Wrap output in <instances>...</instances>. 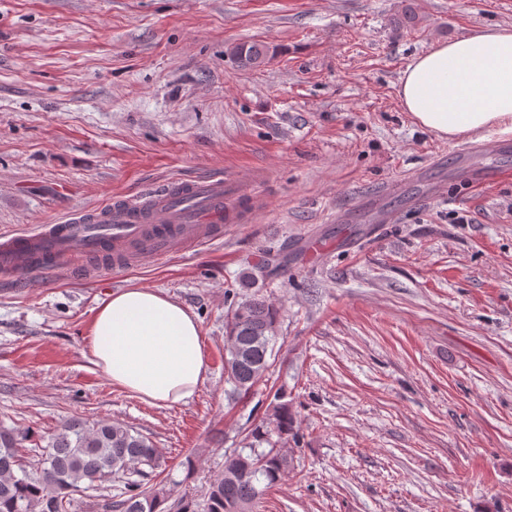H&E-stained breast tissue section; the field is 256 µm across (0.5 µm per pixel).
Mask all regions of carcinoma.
<instances>
[{"instance_id": "cac0c4a2", "label": "carcinoma", "mask_w": 512, "mask_h": 512, "mask_svg": "<svg viewBox=\"0 0 512 512\" xmlns=\"http://www.w3.org/2000/svg\"><path fill=\"white\" fill-rule=\"evenodd\" d=\"M264 43L236 45L233 55L244 67H259L273 57ZM279 309L264 297L254 296L227 311L224 375L233 391L246 397L262 381L278 339ZM275 429L264 422L248 432L250 443L227 457L224 472L210 484L207 499L198 505L187 495L151 483L160 466L148 438L115 422L71 419L55 430L47 445L34 452L19 447L18 438L0 431V512H67L80 484L125 481L118 499L103 505V512H254L259 500L288 472L290 460L272 435L285 439L293 433L295 413L285 395L274 394ZM136 474L137 480L128 476Z\"/></svg>"}]
</instances>
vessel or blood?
Listing matches in <instances>:
<instances>
[{
    "instance_id": "vessel-or-blood-1",
    "label": "vessel or blood",
    "mask_w": 512,
    "mask_h": 512,
    "mask_svg": "<svg viewBox=\"0 0 512 512\" xmlns=\"http://www.w3.org/2000/svg\"><path fill=\"white\" fill-rule=\"evenodd\" d=\"M262 205L256 180L227 174L172 180L33 232L0 237V268L19 278L65 273L93 280L98 272L89 258L111 252L116 272L156 264L222 240L225 225L250 221Z\"/></svg>"
}]
</instances>
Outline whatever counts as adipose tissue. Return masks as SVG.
<instances>
[{
    "mask_svg": "<svg viewBox=\"0 0 512 512\" xmlns=\"http://www.w3.org/2000/svg\"><path fill=\"white\" fill-rule=\"evenodd\" d=\"M398 95L416 123L453 139L512 132V27L442 42L405 69ZM201 330L183 305L147 288L112 294L97 308L94 364L113 384L153 405L191 398L205 377Z\"/></svg>",
    "mask_w": 512,
    "mask_h": 512,
    "instance_id": "ef3b65f1",
    "label": "adipose tissue"
}]
</instances>
